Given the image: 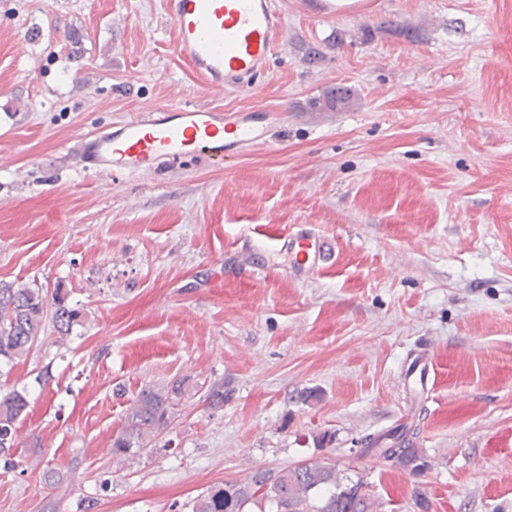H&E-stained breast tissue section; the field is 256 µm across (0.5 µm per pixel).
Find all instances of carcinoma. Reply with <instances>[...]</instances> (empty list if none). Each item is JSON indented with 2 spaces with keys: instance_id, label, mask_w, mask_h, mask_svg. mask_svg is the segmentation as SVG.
I'll use <instances>...</instances> for the list:
<instances>
[{
  "instance_id": "cac0c4a2",
  "label": "carcinoma",
  "mask_w": 512,
  "mask_h": 512,
  "mask_svg": "<svg viewBox=\"0 0 512 512\" xmlns=\"http://www.w3.org/2000/svg\"><path fill=\"white\" fill-rule=\"evenodd\" d=\"M81 313L66 303L57 288L48 294L27 283L0 280V365L27 358L47 328L69 336ZM184 381L143 389L128 409L121 431L112 440V455L124 456L146 447L168 425L172 398ZM28 405L26 396L12 390L0 396V455L18 447L17 424ZM405 428L398 434L368 435L364 447L385 460L419 471L425 467L422 449ZM376 512L364 476L343 479L336 466L315 458L280 469H257L248 480H230L196 498L193 512Z\"/></svg>"
}]
</instances>
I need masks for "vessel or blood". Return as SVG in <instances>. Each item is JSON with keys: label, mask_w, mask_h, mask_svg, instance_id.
I'll return each instance as SVG.
<instances>
[{"label": "vessel or blood", "mask_w": 512, "mask_h": 512, "mask_svg": "<svg viewBox=\"0 0 512 512\" xmlns=\"http://www.w3.org/2000/svg\"><path fill=\"white\" fill-rule=\"evenodd\" d=\"M366 0H299V10L333 19L364 13ZM176 54L202 78L204 88L220 95L248 91L253 76L264 72L273 50L285 36L284 14L273 0H168ZM262 138L253 121L236 112L199 106L152 104L134 117L73 137L81 161L98 174L147 175L159 165L207 153L257 144ZM328 242H295L292 261L322 260Z\"/></svg>", "instance_id": "obj_1"}]
</instances>
